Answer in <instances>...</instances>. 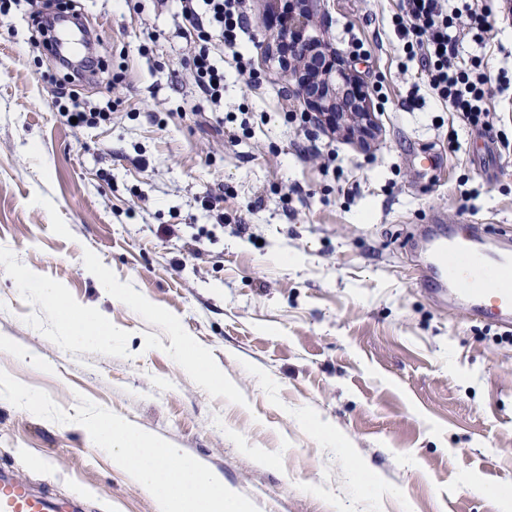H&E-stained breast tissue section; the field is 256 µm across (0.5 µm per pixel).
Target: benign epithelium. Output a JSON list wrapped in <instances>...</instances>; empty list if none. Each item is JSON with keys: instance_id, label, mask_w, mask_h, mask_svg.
Masks as SVG:
<instances>
[{"instance_id": "obj_1", "label": "benign epithelium", "mask_w": 512, "mask_h": 512, "mask_svg": "<svg viewBox=\"0 0 512 512\" xmlns=\"http://www.w3.org/2000/svg\"><path fill=\"white\" fill-rule=\"evenodd\" d=\"M310 2L292 0L288 11V33L282 35L288 41V80L309 105V120L316 123L328 116L341 128L367 134L372 127L369 94L337 51L304 39Z\"/></svg>"}]
</instances>
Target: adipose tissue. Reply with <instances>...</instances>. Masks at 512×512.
Returning <instances> with one entry per match:
<instances>
[{
	"label": "adipose tissue",
	"instance_id": "obj_1",
	"mask_svg": "<svg viewBox=\"0 0 512 512\" xmlns=\"http://www.w3.org/2000/svg\"><path fill=\"white\" fill-rule=\"evenodd\" d=\"M91 432L111 448L113 464L157 500L159 512H239L223 476L187 461L178 449L111 416L93 424Z\"/></svg>",
	"mask_w": 512,
	"mask_h": 512
}]
</instances>
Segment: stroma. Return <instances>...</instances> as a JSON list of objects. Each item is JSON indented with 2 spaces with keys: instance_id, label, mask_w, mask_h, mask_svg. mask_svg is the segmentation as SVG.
I'll list each match as a JSON object with an SVG mask.
<instances>
[{
  "instance_id": "1",
  "label": "stroma",
  "mask_w": 512,
  "mask_h": 512,
  "mask_svg": "<svg viewBox=\"0 0 512 512\" xmlns=\"http://www.w3.org/2000/svg\"><path fill=\"white\" fill-rule=\"evenodd\" d=\"M476 2L494 38L463 40L460 61L512 73V9ZM77 7L109 64L83 97L112 105L80 129L26 0L0 13V471L80 512H158L88 431L110 414L220 471L242 512H506L512 342L426 293L417 258L435 216L490 243L512 228L496 139L512 138V98L489 97L493 130L464 125L406 60L397 0L312 4L308 36L369 92L367 138L304 123L276 52L282 0L245 2L252 75L215 49L218 108L195 85L179 0ZM202 228L214 236L195 243ZM46 288L111 339L68 342ZM179 335L224 388L185 368Z\"/></svg>"
}]
</instances>
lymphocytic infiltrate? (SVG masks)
<instances>
[{"instance_id": "f902f5d3", "label": "lymphocytic infiltrate", "mask_w": 512, "mask_h": 512, "mask_svg": "<svg viewBox=\"0 0 512 512\" xmlns=\"http://www.w3.org/2000/svg\"><path fill=\"white\" fill-rule=\"evenodd\" d=\"M243 0H181V16L196 32L193 76L196 86L212 102L224 96V72L211 60L213 42L231 51L239 70L248 61L239 51L240 34L247 24ZM395 29L406 55L420 57L430 88L448 102L459 118L471 126H489L486 99L490 92L512 90V78L499 73L489 80L481 59L460 64L458 44L464 38L486 42L492 27L485 9L475 0H460L449 8L447 0H399Z\"/></svg>"}]
</instances>
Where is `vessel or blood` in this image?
I'll use <instances>...</instances> for the list:
<instances>
[{
	"label": "vessel or blood",
	"mask_w": 512,
	"mask_h": 512,
	"mask_svg": "<svg viewBox=\"0 0 512 512\" xmlns=\"http://www.w3.org/2000/svg\"><path fill=\"white\" fill-rule=\"evenodd\" d=\"M434 262L421 281L431 292L447 291L465 303L474 318L500 326L512 324V255L475 252L471 240H438ZM0 512H61L55 503L35 494L6 472L0 473Z\"/></svg>",
	"instance_id": "b4317fda"
}]
</instances>
